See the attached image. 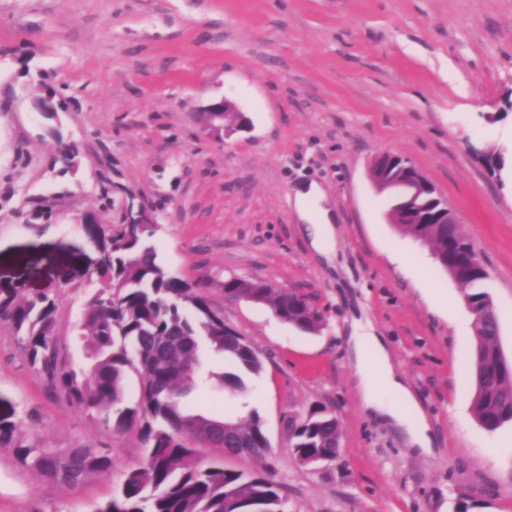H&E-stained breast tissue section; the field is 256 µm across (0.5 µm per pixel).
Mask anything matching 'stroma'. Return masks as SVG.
I'll use <instances>...</instances> for the list:
<instances>
[{
  "mask_svg": "<svg viewBox=\"0 0 512 512\" xmlns=\"http://www.w3.org/2000/svg\"><path fill=\"white\" fill-rule=\"evenodd\" d=\"M512 0H0V297L53 290L83 364L79 316L97 257L80 219L142 204L161 263L205 286L263 369L245 394L196 389L218 416L257 412L285 512H512V424L471 408L473 315L429 247L391 223L377 154L409 159L473 243L512 361ZM231 100L246 129L202 118ZM502 157L490 171L485 158ZM85 167L89 182L61 189ZM317 182L336 215L331 258L310 246L290 188ZM268 279L324 315L303 333L228 303L229 278ZM369 322L428 420L431 453L363 408L347 336ZM323 406L341 454L300 465L289 420ZM0 416L55 448L106 443L112 473L60 487L0 450V512H89L144 457L50 395L0 322Z\"/></svg>",
  "mask_w": 512,
  "mask_h": 512,
  "instance_id": "35a3bbf8",
  "label": "stroma"
}]
</instances>
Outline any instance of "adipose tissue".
Wrapping results in <instances>:
<instances>
[{"label":"adipose tissue","instance_id":"1","mask_svg":"<svg viewBox=\"0 0 512 512\" xmlns=\"http://www.w3.org/2000/svg\"><path fill=\"white\" fill-rule=\"evenodd\" d=\"M293 200L300 219L316 227L312 247L322 255H331L334 215L321 187L314 182L302 186L294 191ZM349 351L356 388L365 408L392 425L404 428L412 446L425 453L431 452L426 420L411 390L395 372L381 336L372 326L353 320Z\"/></svg>","mask_w":512,"mask_h":512}]
</instances>
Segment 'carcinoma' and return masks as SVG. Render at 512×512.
Wrapping results in <instances>:
<instances>
[{"label":"carcinoma","mask_w":512,"mask_h":512,"mask_svg":"<svg viewBox=\"0 0 512 512\" xmlns=\"http://www.w3.org/2000/svg\"><path fill=\"white\" fill-rule=\"evenodd\" d=\"M393 223L432 247L438 266L466 289L465 301L476 317L471 355L472 405L479 424L495 431L512 423V364L498 345L497 316L483 284L487 274L472 260L475 249L458 224H408L404 217L426 205L414 180L404 175L392 187ZM85 233L104 253L89 276L90 289L81 316V336L88 365L78 368L57 330V300L50 292L0 298V321L10 324L18 348L41 378L46 391L112 433L139 429L147 453L125 473L120 492L94 512H283L276 484L265 470L244 473L206 463L199 449L244 454L269 447L257 413L246 420H226L227 439L209 436L212 417L182 404L194 388L247 391L245 376L262 363L255 349L224 322L200 285L168 271L159 261L153 224H124L110 236L99 225ZM233 301L255 298L284 322L315 333L324 316L307 299L287 288H270L259 279L230 278L222 286ZM212 352L224 355L228 370L204 366ZM140 379L138 400L126 401L130 372ZM341 437L336 416L311 408L295 424L292 452L300 461L334 460ZM0 448H10L17 462L61 486H76L91 475L112 473V449L106 444L51 448L23 424L0 419Z\"/></svg>","instance_id":"carcinoma-1"}]
</instances>
